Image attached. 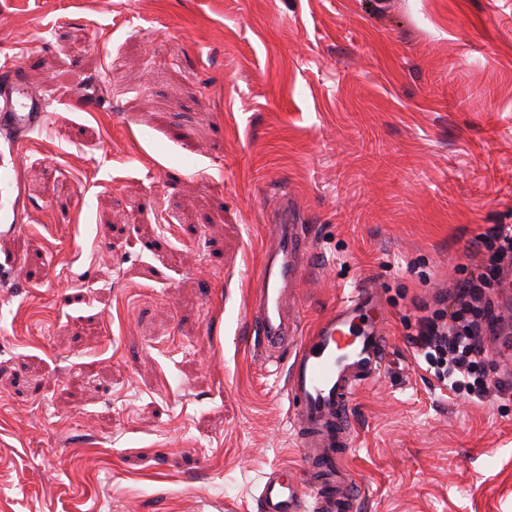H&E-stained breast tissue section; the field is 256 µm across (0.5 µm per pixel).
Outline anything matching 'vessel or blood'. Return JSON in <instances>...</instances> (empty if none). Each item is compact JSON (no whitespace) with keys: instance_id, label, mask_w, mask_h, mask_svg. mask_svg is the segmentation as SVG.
Listing matches in <instances>:
<instances>
[{"instance_id":"1","label":"vessel or blood","mask_w":512,"mask_h":512,"mask_svg":"<svg viewBox=\"0 0 512 512\" xmlns=\"http://www.w3.org/2000/svg\"><path fill=\"white\" fill-rule=\"evenodd\" d=\"M0 137L22 139L48 121L44 98L25 82L13 58L0 63ZM304 258L293 225L275 227L263 285L252 316L254 351L294 343L286 371V393L293 404L301 469L274 466L266 473L258 512H358L360 495L349 464L353 443L352 396L385 367L388 339L382 304L374 289L360 287L310 331L295 336L283 314L286 286Z\"/></svg>"}]
</instances>
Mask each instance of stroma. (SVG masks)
<instances>
[{"label": "stroma", "mask_w": 512, "mask_h": 512, "mask_svg": "<svg viewBox=\"0 0 512 512\" xmlns=\"http://www.w3.org/2000/svg\"><path fill=\"white\" fill-rule=\"evenodd\" d=\"M7 56L50 118L0 138V512H257L300 465L289 352L249 349L287 221L289 314L385 312L360 512H512V287L485 397L413 345L512 225V0H0ZM486 249L492 252L494 257L504 255L506 253L512 254V225L511 224H497L492 232L482 237L478 242L477 249Z\"/></svg>", "instance_id": "stroma-1"}]
</instances>
